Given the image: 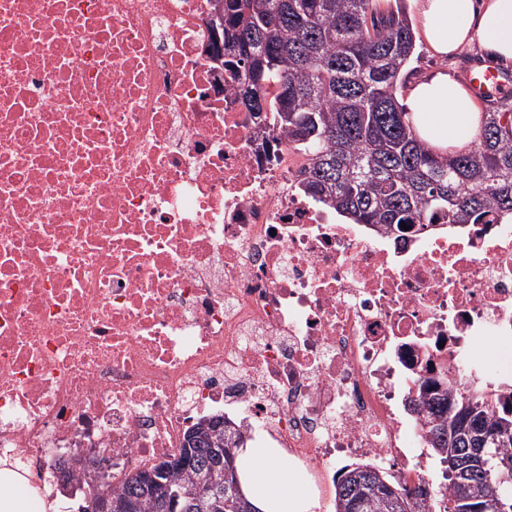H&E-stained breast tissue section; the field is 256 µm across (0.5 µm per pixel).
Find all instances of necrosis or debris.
<instances>
[{"label":"necrosis or debris","instance_id":"necrosis-or-debris-1","mask_svg":"<svg viewBox=\"0 0 512 512\" xmlns=\"http://www.w3.org/2000/svg\"><path fill=\"white\" fill-rule=\"evenodd\" d=\"M213 0H0V450L121 488L228 413L448 494L441 372L512 392V224L338 223L212 66Z\"/></svg>","mask_w":512,"mask_h":512}]
</instances>
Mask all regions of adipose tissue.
<instances>
[{"label": "adipose tissue", "instance_id": "1", "mask_svg": "<svg viewBox=\"0 0 512 512\" xmlns=\"http://www.w3.org/2000/svg\"><path fill=\"white\" fill-rule=\"evenodd\" d=\"M417 39L448 58L479 45L489 59H512V0H413ZM402 105L419 136L436 150L470 151L479 130L478 98L441 69L408 83ZM242 490L256 512H322L302 464L256 439L240 449Z\"/></svg>", "mask_w": 512, "mask_h": 512}]
</instances>
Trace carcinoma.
Masks as SVG:
<instances>
[{
    "label": "carcinoma",
    "mask_w": 512,
    "mask_h": 512,
    "mask_svg": "<svg viewBox=\"0 0 512 512\" xmlns=\"http://www.w3.org/2000/svg\"><path fill=\"white\" fill-rule=\"evenodd\" d=\"M224 48L243 66L237 90L250 112H270L276 127L297 150L309 154L299 189L354 224H376L405 233L434 220L490 224L512 215V103L502 99L483 114L475 147L439 153L422 140L396 97L397 85L416 51L404 0L383 10L382 0H223ZM428 444L444 461L467 459L465 449L486 445L491 465L512 462V394L496 401L441 389L426 395ZM193 464L169 472L174 489L189 491L201 474L219 473L212 449H238L245 437L213 419L192 430ZM169 464L165 460L129 478L118 490L91 499L127 503L130 512H156L141 478ZM359 472L358 478L350 474ZM448 497L437 512H470L498 495L512 499V482L488 478L469 465L445 469ZM400 482L371 464L348 465L334 477L336 512H404L384 491ZM236 460L225 461L219 497L183 498L178 512H239Z\"/></svg>",
    "instance_id": "1"
}]
</instances>
